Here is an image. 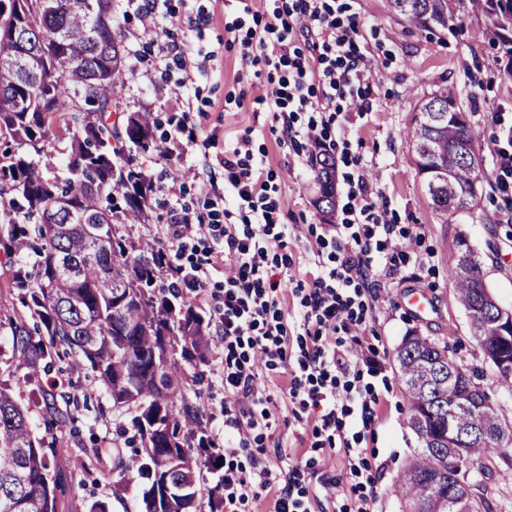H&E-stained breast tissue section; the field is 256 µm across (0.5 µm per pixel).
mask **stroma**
Listing matches in <instances>:
<instances>
[{
  "mask_svg": "<svg viewBox=\"0 0 512 512\" xmlns=\"http://www.w3.org/2000/svg\"><path fill=\"white\" fill-rule=\"evenodd\" d=\"M361 23L358 46L371 62L376 84L368 112L336 113L328 132L336 142V214L342 222L348 202L349 177L364 176L376 206L385 207V220L394 224L391 234L375 232L372 243H387L401 253L393 269H385L386 255L374 252L366 280H354L360 294L353 306L356 319L351 334L362 346L373 347L375 365L363 373L358 387H371L376 401L373 422L361 443L363 453L377 467L373 512H402L392 493L398 473L420 447L408 424L404 390L398 379L395 352L408 335L430 337L448 344L455 361L464 368L478 369L480 383L496 411L512 422V396L493 383V370L484 361L475 342L473 319L458 303L448 279V263L467 241L485 274L486 283L498 303L512 309V214L504 212L492 173L497 151L506 146L512 129V59L503 55L485 33V18L469 4L452 9L448 26L420 30L402 15L391 12L386 0H342ZM143 0H113L114 35L125 49L123 83L109 122L123 131L127 116L152 113L154 137L167 142L174 117L186 116L196 126L197 144L183 153L167 157L153 150L125 146L118 158L150 178L155 190L141 224H122L118 231L131 239L162 242L169 211L186 207L201 211L206 206L203 177H211L216 189L224 187L220 160L225 148L248 139L255 161L260 164L267 194L277 201V224L288 227L285 248L275 259L277 271L289 274L284 309L289 336H299L297 312L318 273V261L331 252L330 227L318 213L316 187L311 175L313 144L295 146L287 132L306 128L320 120V113L270 112L258 100L270 91L279 73L265 61L246 66L240 60V42L250 33L274 34L264 26L274 8H286L288 0H166L165 11L174 22L166 31L154 33ZM207 16L201 29H190L197 16ZM187 44L203 55L202 66L191 82L167 66L158 52L164 43ZM462 91L470 112L468 120L475 136L476 152L486 173L478 185L471 210L444 214L435 211L421 177L415 154L405 131L423 100L446 87ZM92 109L83 94L71 95L53 118L59 130L47 151L37 155L49 174H63L70 155V140L63 131L74 113ZM214 138V148L203 149L200 140ZM12 192L0 193V307H18L11 267L18 254L8 237L9 226L22 217L11 209ZM427 292L431 309L425 316L412 315L407 296ZM10 331L0 328V382L10 385L18 401L30 411L38 434L53 447L51 473L65 472L70 485L64 495V512H91L102 502L107 512H139L143 485L131 480L122 495H114L113 472L118 458L128 457L120 430L129 426L130 414L113 408L109 400L84 402L95 382L89 367L74 357L54 361L52 369L38 377L24 371L9 372L12 361ZM186 376L201 373L200 383L189 386L188 397L203 406V427L213 447L224 445V354L210 342L206 363L182 362ZM297 359L263 369L259 384L277 405L271 429L250 443L237 461L249 466L251 457L281 450L289 463L302 464L300 483L308 493L314 512H354L358 494L352 489L350 457L343 447H326L325 436L314 435L318 412L292 399L291 380L299 375ZM63 378L66 393L56 396L60 411L73 413V420L48 419L42 393L54 378ZM337 486L335 497L324 492L326 483Z\"/></svg>",
  "mask_w": 512,
  "mask_h": 512,
  "instance_id": "1",
  "label": "stroma"
}]
</instances>
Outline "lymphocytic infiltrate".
Returning a JSON list of instances; mask_svg holds the SVG:
<instances>
[{
    "label": "lymphocytic infiltrate",
    "mask_w": 512,
    "mask_h": 512,
    "mask_svg": "<svg viewBox=\"0 0 512 512\" xmlns=\"http://www.w3.org/2000/svg\"><path fill=\"white\" fill-rule=\"evenodd\" d=\"M265 29L277 33L276 43L248 38L241 44V60L251 64L274 58L287 67V76L265 99L270 111L289 103L314 112L341 107L368 111L375 74L358 49L355 15L344 14L327 0H291L285 12H274ZM224 170L221 201L228 209L248 208L246 224L223 226L216 223L215 212L182 210L171 218L168 247H182L205 234L215 245L205 258L187 265L173 264L168 258L163 261L176 284L196 296L212 269L224 270V315L215 329L216 340L224 348V512H237L256 487L269 485L279 488L274 512H311L296 469L275 468L265 456L253 459L246 469L236 461L242 443L272 425L273 401L256 381L261 368L283 359L291 340L283 311L288 281L274 278L269 265L270 252L282 247L285 234L273 229L274 207L265 201L267 186L260 169L247 162L241 148L225 152ZM374 209L367 196L351 195L347 219L333 227L330 263L322 267L302 303L300 324L315 328L316 334L296 341L304 376L296 380L294 394L302 406L320 409L322 431L341 438L367 428L368 404L349 380L352 351L327 342L322 333L348 328L346 316L353 299L346 286L365 277L372 267L370 246L352 226L373 219Z\"/></svg>",
    "instance_id": "obj_1"
}]
</instances>
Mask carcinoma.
Segmentation results:
<instances>
[{"instance_id": "carcinoma-1", "label": "carcinoma", "mask_w": 512, "mask_h": 512, "mask_svg": "<svg viewBox=\"0 0 512 512\" xmlns=\"http://www.w3.org/2000/svg\"><path fill=\"white\" fill-rule=\"evenodd\" d=\"M15 0H0V138L40 154L50 143L52 114L69 99L70 85L97 101L101 112L119 94L123 49L112 35V0H33L18 14ZM391 11L416 28L431 31L448 24L451 0H387ZM493 43L512 58V0H476ZM69 132L68 176L44 173L26 153L0 152V188L17 193L12 205L25 223L10 236L20 251L37 260L13 267L21 303L36 321L33 337L24 316L0 310L11 332L19 362L36 370L62 346L89 365L101 395L116 408L135 412L134 449L124 473L145 483L143 512H197L206 497L210 512H223L224 478L203 489L201 468L220 471L224 454L213 451L202 428L203 410L185 392L183 373L172 357L181 348L186 361H205L204 321L181 293L156 288L162 248L116 234L115 224H141L153 185L141 172L118 164L105 147L114 134L105 116L74 117ZM146 112L126 119L124 138L159 153ZM418 174L427 180L435 210L470 207L481 173L475 135L456 93L447 89L421 103L407 130ZM319 188L317 211L327 222L336 211V167L327 151L312 161ZM448 278L460 304L479 314L475 336L484 354L500 350L493 326L496 305L484 299V273L478 259L458 254ZM415 434L433 436L399 474L392 492L407 512H492L484 483L490 455L512 449V434L490 407H463L458 398L477 378L462 377L448 345L424 336L406 337L395 353ZM468 443L474 463L469 485H458L448 468V428ZM196 446H191V441ZM48 449L27 410L0 384V512H60L65 494L49 475Z\"/></svg>"}]
</instances>
